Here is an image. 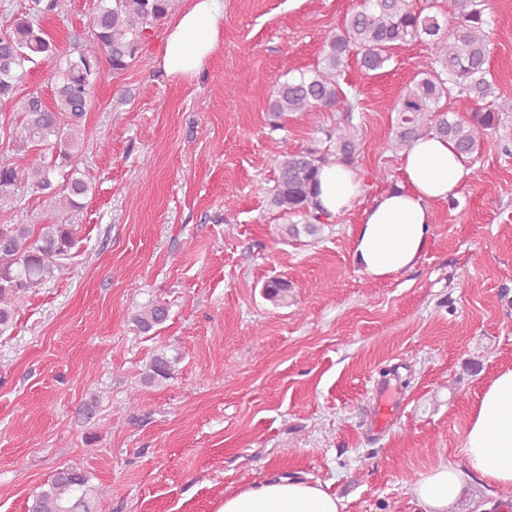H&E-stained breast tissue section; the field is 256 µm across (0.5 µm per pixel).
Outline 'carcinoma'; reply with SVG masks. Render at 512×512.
<instances>
[{
	"label": "carcinoma",
	"mask_w": 512,
	"mask_h": 512,
	"mask_svg": "<svg viewBox=\"0 0 512 512\" xmlns=\"http://www.w3.org/2000/svg\"><path fill=\"white\" fill-rule=\"evenodd\" d=\"M174 0H93L85 13L90 37L78 43L60 66L53 67L54 100L47 105L36 92L19 94L23 66L36 57L54 63L58 57L55 39L43 20L58 15L64 0H28L26 11L0 32V105L9 103L20 114L19 140L37 150L56 153L61 163L72 162L81 147L86 112L102 66L121 76L142 58L149 34L170 14ZM431 6L417 0H370V5L352 11L342 25L329 32L323 46L321 66L282 83L268 112L275 129L292 112L342 113L336 128L326 133V149L288 148L287 139L277 142L278 175L270 190V204L284 214L301 218L286 224L291 238L317 235L332 216L318 211L320 170L337 162L352 164L360 153L353 112L359 109L358 94L347 96L339 77L350 57L361 68L377 72L394 58V51L418 41L430 52L428 69L418 72L398 100L396 132L383 149L406 148L424 136L451 141L468 158L478 151V133L499 123L500 114L512 112V98L496 94L489 79L488 41L482 0H453V10L440 18ZM456 95L469 105L468 118H448L437 108L442 98ZM56 164L35 157L24 169L7 158L0 159V196L19 182L27 181L54 201L58 212L68 214L83 207L81 199L92 183L75 168L58 180ZM77 243V225L53 220L50 224H0V327L13 322L14 301L60 279L69 270L68 261ZM290 284L272 278L264 284L268 300L288 297ZM168 307L159 301L144 306L133 318L147 333L163 324ZM178 358L161 347L152 355L142 376L147 385L161 384L174 375ZM27 512H96L87 475L77 467L57 470L30 497Z\"/></svg>",
	"instance_id": "cac0c4a2"
}]
</instances>
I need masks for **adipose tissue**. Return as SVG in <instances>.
Returning a JSON list of instances; mask_svg holds the SVG:
<instances>
[{
    "mask_svg": "<svg viewBox=\"0 0 512 512\" xmlns=\"http://www.w3.org/2000/svg\"><path fill=\"white\" fill-rule=\"evenodd\" d=\"M224 0H184L170 23L159 66L170 77L193 79L220 45ZM403 183L383 192L364 210L353 260L383 278L412 268L432 236L435 203L455 195L465 175L453 144L437 136L415 141L403 158ZM358 169L336 164L319 175L317 200L327 213L350 211L362 193ZM465 467L442 462L414 482L411 493L423 512H456L468 480L498 489L495 504L475 512H512V368L499 371L483 390L463 440ZM342 499L320 484L282 476L225 496L217 512H344Z\"/></svg>",
    "mask_w": 512,
    "mask_h": 512,
    "instance_id": "1",
    "label": "adipose tissue"
}]
</instances>
